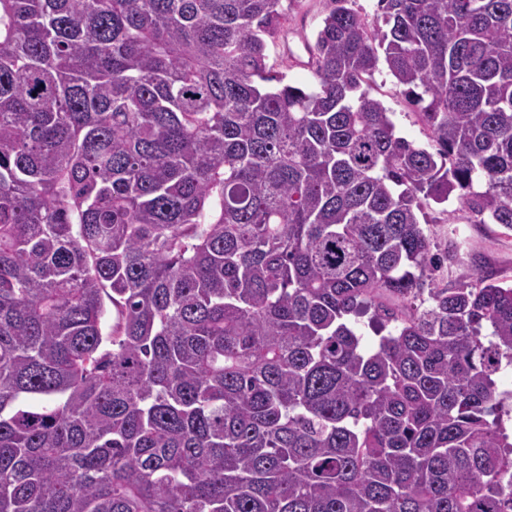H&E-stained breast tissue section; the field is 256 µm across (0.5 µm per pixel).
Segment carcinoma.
<instances>
[{
  "label": "carcinoma",
  "instance_id": "cac0c4a2",
  "mask_svg": "<svg viewBox=\"0 0 512 512\" xmlns=\"http://www.w3.org/2000/svg\"><path fill=\"white\" fill-rule=\"evenodd\" d=\"M295 2L0 0V512H512V0ZM288 13V41L307 60L303 37L313 43L315 35L327 13V0H299ZM281 44V38L275 44L268 42L269 64L273 67V71L286 75V81L293 85H309L312 81L311 71L299 65L295 66L290 62H286L282 57ZM371 94L380 99L390 112H393L391 118L395 124L397 136L423 147H429L432 144L429 132L423 125L418 111L406 101L399 88L393 84L392 77L385 71L376 74ZM432 207L428 211L432 222L423 227L434 243L433 253L444 257L453 243H464V250L469 251L471 259L469 266L444 259L426 281L425 288H444L449 281L474 268L492 272L494 279L500 282L512 283V232L499 224H469L468 215L459 210L456 200Z\"/></svg>",
  "mask_w": 512,
  "mask_h": 512
}]
</instances>
